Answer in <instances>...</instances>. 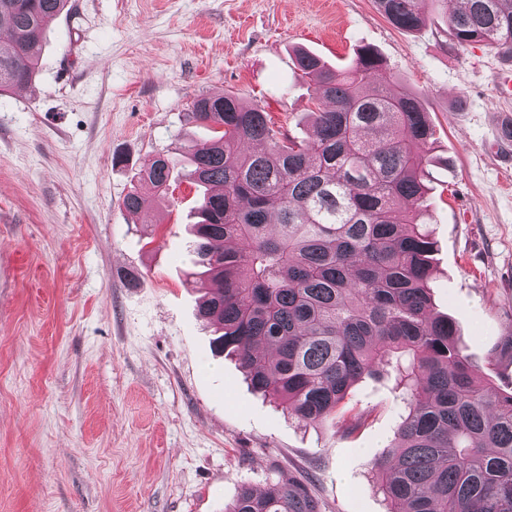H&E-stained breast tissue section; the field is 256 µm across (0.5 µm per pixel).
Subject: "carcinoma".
Wrapping results in <instances>:
<instances>
[{"instance_id":"1","label":"carcinoma","mask_w":512,"mask_h":512,"mask_svg":"<svg viewBox=\"0 0 512 512\" xmlns=\"http://www.w3.org/2000/svg\"><path fill=\"white\" fill-rule=\"evenodd\" d=\"M395 28L424 21L422 0H374ZM448 19L460 49L512 54V0H462ZM69 0H0V93L31 84L45 32ZM314 82L312 132L296 141L257 104L201 95L190 118L212 136L188 147L204 188L192 225L209 291L199 314L221 331L251 388L300 422L325 420L366 378L395 376L405 415L373 469L390 512H512V390L487 383L432 310L434 242L420 220L429 116L399 87L373 85L378 53L331 69L295 54ZM179 160L154 156L130 191L137 214L168 198ZM302 482L247 484L224 512H321Z\"/></svg>"}]
</instances>
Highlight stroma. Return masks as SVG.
I'll use <instances>...</instances> for the list:
<instances>
[{
	"label": "stroma",
	"mask_w": 512,
	"mask_h": 512,
	"mask_svg": "<svg viewBox=\"0 0 512 512\" xmlns=\"http://www.w3.org/2000/svg\"><path fill=\"white\" fill-rule=\"evenodd\" d=\"M446 6L394 28L372 0H70L33 84L0 95V512H224L242 484L301 481L322 512H387L372 471L403 405L384 377L308 426L216 355L188 226L201 193L130 214L150 156L209 136L194 98L230 93L307 137L296 49H359L432 123L426 227L435 312L491 385L512 378V142L495 89L512 55L459 50Z\"/></svg>",
	"instance_id": "35a3bbf8"
}]
</instances>
